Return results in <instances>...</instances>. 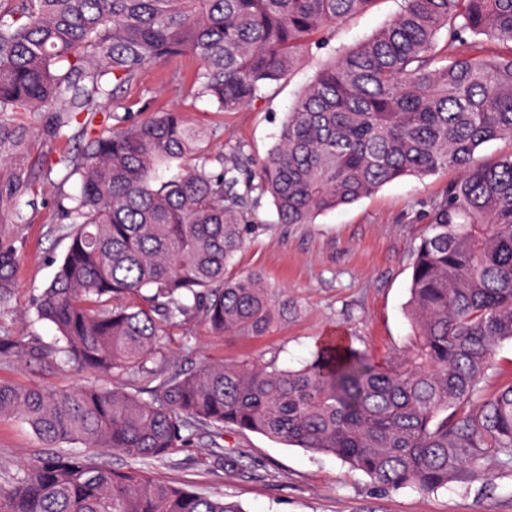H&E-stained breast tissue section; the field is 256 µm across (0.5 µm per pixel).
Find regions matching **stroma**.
<instances>
[{"mask_svg":"<svg viewBox=\"0 0 512 512\" xmlns=\"http://www.w3.org/2000/svg\"><path fill=\"white\" fill-rule=\"evenodd\" d=\"M400 0H376L358 14L317 36L304 61L262 98L235 112L214 111L208 100L189 93L198 68L183 58L164 69L144 68L138 79L109 101L100 121L112 126L134 123L145 110L176 109L211 131L213 152L243 147L253 159L264 158L277 142L282 122L309 84L318 64L336 48L350 46L385 26ZM72 140L44 149L43 174L36 206H23L29 222L20 274L11 301L0 307V331L46 343L54 327L39 320L34 304L52 280L68 239L54 203L73 192L56 160L75 150ZM457 171L417 178L408 176L381 187L358 202L319 215L311 224H281L269 198L248 216L254 230L238 253L237 272H257L286 296L291 309L262 336H216L200 322L172 329L163 338L155 366L164 372L192 371L214 360H276L297 367L327 336H347L353 347L382 358L406 350L411 342L407 303L412 247L425 233L427 215ZM52 388L80 385L73 371L43 373L0 360V381ZM223 454H215L205 434L194 435L161 464L146 466L156 482L220 494L244 512H512V464L488 454L483 477L451 482L422 492L411 487L385 490L363 472L330 455L289 447L249 431L225 429ZM43 453L30 428L17 420L0 422V482Z\"/></svg>","mask_w":512,"mask_h":512,"instance_id":"1","label":"stroma"}]
</instances>
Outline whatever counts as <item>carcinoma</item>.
Wrapping results in <instances>:
<instances>
[{"mask_svg":"<svg viewBox=\"0 0 512 512\" xmlns=\"http://www.w3.org/2000/svg\"><path fill=\"white\" fill-rule=\"evenodd\" d=\"M376 0H0V306L25 242L18 202L42 150L78 190L58 200L67 251L35 301L56 342L0 335V357L93 380L69 389L0 381V420L19 419L46 453L0 485V512H244L156 483L202 426L210 446L237 428L332 455L384 489L476 479L490 452L512 458V383L475 402L512 341V0H402L365 41L341 48L283 122L257 169L241 147L177 110L128 126L95 117L147 66L198 62L194 94L235 112L299 64L306 43ZM470 34L467 41L464 34ZM499 50L487 54L484 43ZM37 113L38 130L17 120ZM449 169L413 246L412 347L380 363L340 338L298 368L205 363L150 390L161 337L195 319L218 336H263L288 315L257 273L233 275L264 196L282 224H311L405 176ZM117 453L127 465L101 456Z\"/></svg>","mask_w":512,"mask_h":512,"instance_id":"carcinoma-1","label":"carcinoma"}]
</instances>
